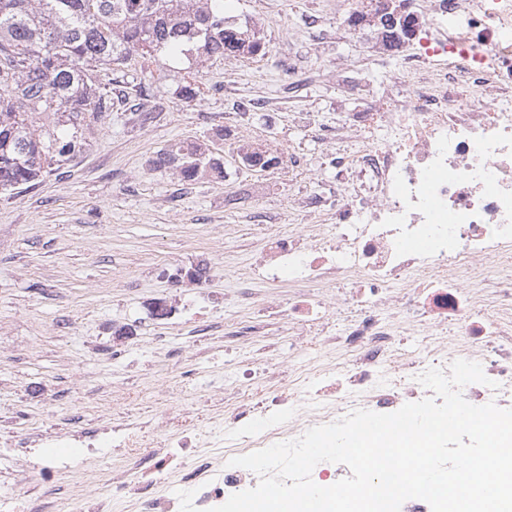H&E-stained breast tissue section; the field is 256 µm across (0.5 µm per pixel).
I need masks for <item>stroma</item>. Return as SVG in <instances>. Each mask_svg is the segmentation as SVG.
<instances>
[{
	"instance_id": "obj_1",
	"label": "stroma",
	"mask_w": 512,
	"mask_h": 512,
	"mask_svg": "<svg viewBox=\"0 0 512 512\" xmlns=\"http://www.w3.org/2000/svg\"><path fill=\"white\" fill-rule=\"evenodd\" d=\"M357 0H224V15L250 26L264 51L200 61L195 53L160 52L139 90L112 112L88 120L83 148L36 188L0 197V415L54 422L82 407L87 420L150 415L180 400L207 429L240 399L269 391L265 371L288 373L308 357L280 320L271 335L197 354L187 332L208 321L243 323L261 309L303 292L287 280H250L267 233L314 224L325 232L334 207L309 217L310 202L336 188V159L357 157L364 142L337 139L350 115L393 91L419 50L379 45L377 26L358 34L339 23ZM204 92L187 102L189 77ZM151 113L150 122L137 111ZM211 145L224 158L217 181H184L152 164L184 142ZM240 146L261 147L277 169L239 165ZM205 265L203 283L185 274ZM253 289L251 299L238 297ZM170 314L156 321V303ZM274 351L266 365L258 348ZM253 370L252 379L242 376ZM0 431V512L18 492L53 496L60 481L78 482L74 465L104 472L105 449L58 448L55 475L42 448H12Z\"/></svg>"
}]
</instances>
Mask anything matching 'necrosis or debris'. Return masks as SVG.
<instances>
[{
  "mask_svg": "<svg viewBox=\"0 0 512 512\" xmlns=\"http://www.w3.org/2000/svg\"><path fill=\"white\" fill-rule=\"evenodd\" d=\"M435 32L417 74L396 92L354 113L365 140L336 190L330 235L299 232L271 240L253 278L280 274L313 284L289 299V321L312 328L324 358L307 383L278 382L258 403L225 413L212 435L195 429L188 405L162 413L161 456L131 473L118 463L91 491L68 488L17 512H180L191 490L198 512L255 487L230 456L302 436L357 409L391 413L428 397L417 380L462 358L481 364L488 384L462 394L474 405L512 408V0H439ZM341 328L327 327L332 313ZM424 324L426 355L398 360L411 322ZM146 425L131 419L120 441L112 428L66 420L72 447L119 443L136 455Z\"/></svg>",
  "mask_w": 512,
  "mask_h": 512,
  "instance_id": "obj_1",
  "label": "necrosis or debris"
}]
</instances>
